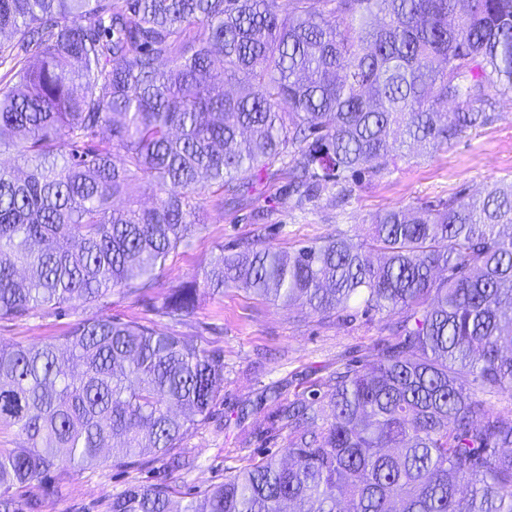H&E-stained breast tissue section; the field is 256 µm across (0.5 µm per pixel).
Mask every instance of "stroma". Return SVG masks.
Instances as JSON below:
<instances>
[{
  "instance_id": "stroma-1",
  "label": "stroma",
  "mask_w": 512,
  "mask_h": 512,
  "mask_svg": "<svg viewBox=\"0 0 512 512\" xmlns=\"http://www.w3.org/2000/svg\"><path fill=\"white\" fill-rule=\"evenodd\" d=\"M489 93L494 106L484 125L466 130L437 151L396 150L375 172L328 185L312 202L297 204L288 192L287 171L264 172L252 188L225 202L223 210L209 211L207 224L169 255L154 297L162 298L181 282L202 278L211 256L222 246L249 241L288 250L341 231L360 241L378 214L438 206L477 195L492 183L512 181V95L494 87ZM93 313V308L75 303L60 314L40 311L22 321H2L0 346L61 335ZM112 313L154 322L160 332L189 336L223 352L224 382L213 415L183 442L195 453L197 466L189 474L172 476L185 493L223 481L259 451H281L279 439L240 444V408L266 412L272 407V390L290 397L308 387L319 388L337 364L369 363L388 337L382 314L366 316L357 310L348 318H324L305 309L273 305L234 287L203 296L180 324L157 318L145 304L119 295L112 298ZM150 480L145 469L73 472L63 497L45 500L42 512H105L108 500L129 482Z\"/></svg>"
}]
</instances>
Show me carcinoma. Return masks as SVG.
Segmentation results:
<instances>
[{
    "label": "carcinoma",
    "instance_id": "obj_1",
    "mask_svg": "<svg viewBox=\"0 0 512 512\" xmlns=\"http://www.w3.org/2000/svg\"><path fill=\"white\" fill-rule=\"evenodd\" d=\"M290 2L284 16L280 0H0V155L15 161L0 167V321L97 308L0 346V429L25 437L0 445V512H41L70 471L100 466L155 475L106 512H512V416L490 406L512 394V184L389 210L361 244L221 247L203 282L150 302L178 323L232 286L325 318L358 305L391 335L324 393L251 412L240 443L280 437L281 456L176 501L224 359L108 314L112 295L151 297L205 208L269 166L310 201L398 142L434 150L484 124L487 79L512 93V0Z\"/></svg>",
    "mask_w": 512,
    "mask_h": 512
}]
</instances>
